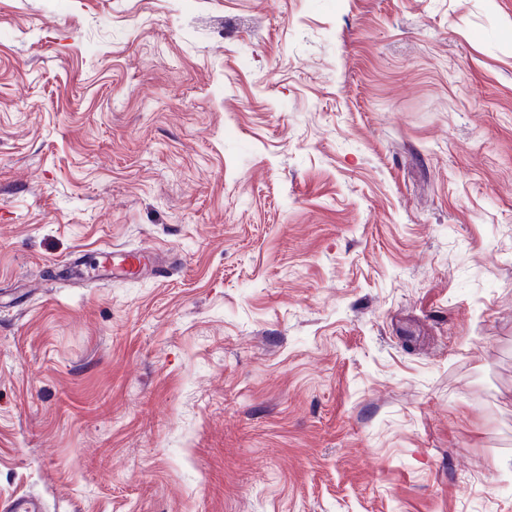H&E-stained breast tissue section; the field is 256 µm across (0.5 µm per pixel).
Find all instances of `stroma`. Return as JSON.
Listing matches in <instances>:
<instances>
[{
  "instance_id": "stroma-1",
  "label": "stroma",
  "mask_w": 512,
  "mask_h": 512,
  "mask_svg": "<svg viewBox=\"0 0 512 512\" xmlns=\"http://www.w3.org/2000/svg\"><path fill=\"white\" fill-rule=\"evenodd\" d=\"M108 245L175 256L64 282ZM512 512V0H0V499Z\"/></svg>"
}]
</instances>
